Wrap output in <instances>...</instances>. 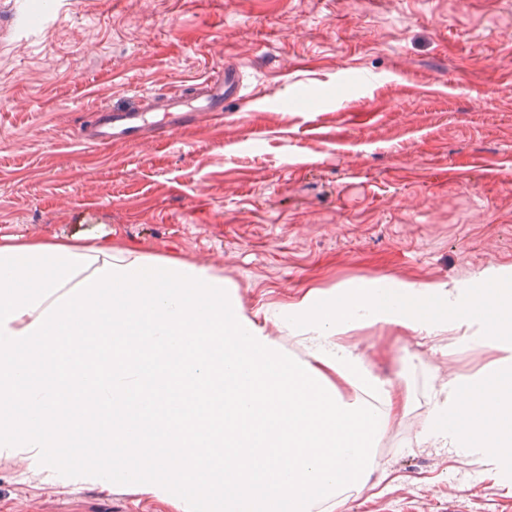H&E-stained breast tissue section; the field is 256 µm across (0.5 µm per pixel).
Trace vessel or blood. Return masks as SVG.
I'll use <instances>...</instances> for the list:
<instances>
[{"label": "vessel or blood", "mask_w": 512, "mask_h": 512, "mask_svg": "<svg viewBox=\"0 0 512 512\" xmlns=\"http://www.w3.org/2000/svg\"><path fill=\"white\" fill-rule=\"evenodd\" d=\"M243 90L240 68L225 59L224 70L204 79L197 94L179 85L147 96L127 109L102 108L87 129L83 141L91 147L107 148L118 143L158 141L180 129L224 118V104L239 99Z\"/></svg>", "instance_id": "1"}]
</instances>
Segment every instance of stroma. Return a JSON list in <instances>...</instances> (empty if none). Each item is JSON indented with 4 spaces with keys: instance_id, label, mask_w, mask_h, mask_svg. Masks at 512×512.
<instances>
[{
    "instance_id": "1",
    "label": "stroma",
    "mask_w": 512,
    "mask_h": 512,
    "mask_svg": "<svg viewBox=\"0 0 512 512\" xmlns=\"http://www.w3.org/2000/svg\"><path fill=\"white\" fill-rule=\"evenodd\" d=\"M244 74L223 122L95 149L101 106ZM83 235L211 265L252 314L309 288L512 268V0H0V236ZM353 343L383 377L448 379L490 350L394 327ZM375 448L379 485L343 512H512L475 457ZM0 512H180L134 483L68 487L0 457Z\"/></svg>"
}]
</instances>
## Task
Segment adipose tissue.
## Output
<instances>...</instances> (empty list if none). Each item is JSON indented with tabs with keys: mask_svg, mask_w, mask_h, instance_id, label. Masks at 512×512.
<instances>
[{
	"mask_svg": "<svg viewBox=\"0 0 512 512\" xmlns=\"http://www.w3.org/2000/svg\"><path fill=\"white\" fill-rule=\"evenodd\" d=\"M303 350L286 353L265 323ZM395 327L488 348L481 372L430 382L420 448L512 465V269L465 279H374L312 288L263 320L213 267L82 237L0 238V456L26 449L30 470L62 485L99 483L101 468L63 467L51 451L108 448L124 471L147 448H186L138 467L140 492L205 495L217 512H342L374 472L373 450L412 407L351 342ZM95 394L98 409L74 397Z\"/></svg>",
	"mask_w": 512,
	"mask_h": 512,
	"instance_id": "1",
	"label": "adipose tissue"
}]
</instances>
